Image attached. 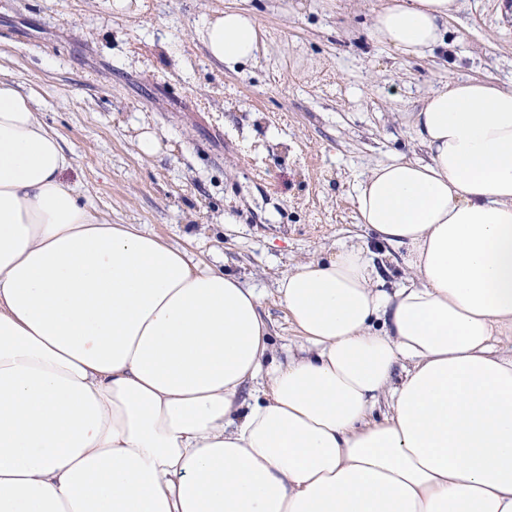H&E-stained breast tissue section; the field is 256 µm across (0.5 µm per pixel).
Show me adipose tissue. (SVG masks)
Segmentation results:
<instances>
[{
  "instance_id": "1",
  "label": "adipose tissue",
  "mask_w": 512,
  "mask_h": 512,
  "mask_svg": "<svg viewBox=\"0 0 512 512\" xmlns=\"http://www.w3.org/2000/svg\"><path fill=\"white\" fill-rule=\"evenodd\" d=\"M458 11L382 0L369 37L445 52ZM200 33L256 57L248 11ZM409 126L424 157L353 197L406 277L378 288L358 245L297 264L275 294L304 344L272 362L260 293L102 222L1 81L0 512H512V84L448 82Z\"/></svg>"
}]
</instances>
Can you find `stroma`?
Listing matches in <instances>:
<instances>
[{
    "instance_id": "stroma-1",
    "label": "stroma",
    "mask_w": 512,
    "mask_h": 512,
    "mask_svg": "<svg viewBox=\"0 0 512 512\" xmlns=\"http://www.w3.org/2000/svg\"><path fill=\"white\" fill-rule=\"evenodd\" d=\"M377 0H0V80L33 95L72 152L67 178L114 224H136L261 293L273 359L302 343L274 283L343 244L384 289L398 252L357 224L353 186L393 152L421 155L408 114L451 78L512 83V0H460L448 54L407 61L369 37ZM249 11L254 61L228 69L203 18ZM162 148L145 157L140 127Z\"/></svg>"
}]
</instances>
